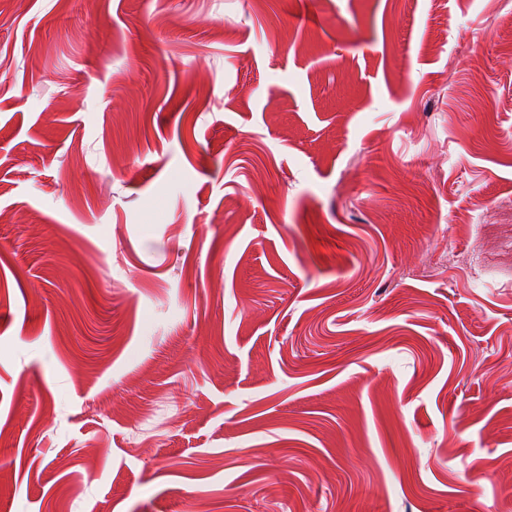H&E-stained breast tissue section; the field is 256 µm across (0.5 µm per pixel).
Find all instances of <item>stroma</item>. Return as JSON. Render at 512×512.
I'll list each match as a JSON object with an SVG mask.
<instances>
[{"instance_id":"35a3bbf8","label":"stroma","mask_w":512,"mask_h":512,"mask_svg":"<svg viewBox=\"0 0 512 512\" xmlns=\"http://www.w3.org/2000/svg\"><path fill=\"white\" fill-rule=\"evenodd\" d=\"M0 512H512V0H0Z\"/></svg>"}]
</instances>
